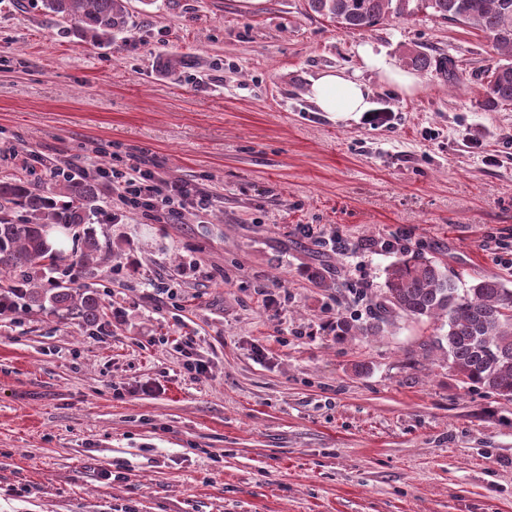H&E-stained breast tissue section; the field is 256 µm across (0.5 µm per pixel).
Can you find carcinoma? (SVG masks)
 Returning <instances> with one entry per match:
<instances>
[{
    "label": "carcinoma",
    "mask_w": 512,
    "mask_h": 512,
    "mask_svg": "<svg viewBox=\"0 0 512 512\" xmlns=\"http://www.w3.org/2000/svg\"><path fill=\"white\" fill-rule=\"evenodd\" d=\"M57 20H72L73 34L96 45L112 42L128 11L125 0H42ZM309 10L355 33L367 31L388 16L408 19L431 11L442 20L484 33L493 50L509 62L495 67L479 91L482 105L512 104V0H307ZM410 64L434 67L452 82L460 77L453 58L432 59L424 53ZM104 192L99 181L69 175L46 186L39 180H0V304L25 307L99 325L107 307L98 293L71 286L69 280L44 284V274L63 264L93 270L112 262V240H100L89 227L101 211ZM24 218L15 221L9 212ZM84 227L79 247L66 252L62 237ZM434 258L404 255L386 269L379 311L357 327L361 336H377L395 316L431 321V344L446 353L448 371L463 384L512 399V288L498 278H480L468 288Z\"/></svg>",
    "instance_id": "cac0c4a2"
}]
</instances>
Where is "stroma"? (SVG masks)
<instances>
[{"mask_svg": "<svg viewBox=\"0 0 512 512\" xmlns=\"http://www.w3.org/2000/svg\"><path fill=\"white\" fill-rule=\"evenodd\" d=\"M126 2L95 46L0 0V179L135 156L210 203L115 224L109 187L94 229L122 256L70 273L101 326L0 314V512H512V400L449 374L431 322L336 337L405 252L512 284V105L475 94L488 38L426 13L349 33L306 0ZM362 44L403 70L453 56L463 84L431 68L401 94ZM328 69L386 122L316 111Z\"/></svg>", "mask_w": 512, "mask_h": 512, "instance_id": "1", "label": "stroma"}]
</instances>
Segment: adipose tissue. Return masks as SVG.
Masks as SVG:
<instances>
[{
	"instance_id": "1",
	"label": "adipose tissue",
	"mask_w": 512,
	"mask_h": 512,
	"mask_svg": "<svg viewBox=\"0 0 512 512\" xmlns=\"http://www.w3.org/2000/svg\"><path fill=\"white\" fill-rule=\"evenodd\" d=\"M357 52L365 69L378 74L401 92H414L416 77L399 69L385 52L375 50L368 44L358 46ZM307 97L317 111L338 116L354 112L360 114L372 108L367 86L342 70L321 72L309 87Z\"/></svg>"
}]
</instances>
